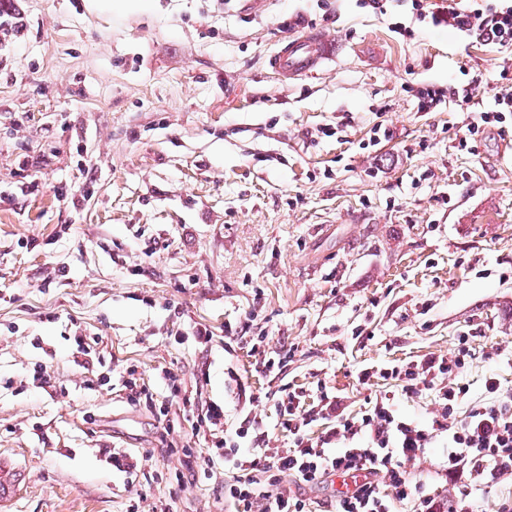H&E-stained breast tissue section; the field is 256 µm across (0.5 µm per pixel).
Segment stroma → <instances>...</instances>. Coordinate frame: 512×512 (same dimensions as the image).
<instances>
[{"instance_id": "stroma-1", "label": "stroma", "mask_w": 512, "mask_h": 512, "mask_svg": "<svg viewBox=\"0 0 512 512\" xmlns=\"http://www.w3.org/2000/svg\"><path fill=\"white\" fill-rule=\"evenodd\" d=\"M13 2L27 28L0 45V512H127L143 497L224 512L222 472L182 487L174 456L113 470L109 449L155 445L150 414L91 380L129 365L152 383L175 367L188 386L208 367L203 392L230 425L227 366L268 394L326 382L356 416L388 387L360 382L364 365L445 354L463 335L467 402L491 375L512 391V161L499 156L512 132L460 149L456 99L421 112L415 98L489 74L507 50L427 28L409 0L385 15L359 0ZM294 11L347 45L301 81L268 68ZM378 123L390 135L376 144ZM88 167L76 211L58 191L82 188ZM196 322L211 348L173 342ZM228 323L291 350L281 378L225 352ZM79 335L101 355L95 374L75 361Z\"/></svg>"}]
</instances>
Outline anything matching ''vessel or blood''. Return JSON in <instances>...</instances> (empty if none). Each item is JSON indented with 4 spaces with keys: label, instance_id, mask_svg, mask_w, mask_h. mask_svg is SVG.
I'll use <instances>...</instances> for the list:
<instances>
[{
    "label": "vessel or blood",
    "instance_id": "b4317fda",
    "mask_svg": "<svg viewBox=\"0 0 512 512\" xmlns=\"http://www.w3.org/2000/svg\"><path fill=\"white\" fill-rule=\"evenodd\" d=\"M340 45L316 29L286 36L271 57V66L285 78L302 79L335 59Z\"/></svg>",
    "mask_w": 512,
    "mask_h": 512
}]
</instances>
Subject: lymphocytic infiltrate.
I'll return each instance as SVG.
<instances>
[{"label": "lymphocytic infiltrate", "mask_w": 512, "mask_h": 512, "mask_svg": "<svg viewBox=\"0 0 512 512\" xmlns=\"http://www.w3.org/2000/svg\"><path fill=\"white\" fill-rule=\"evenodd\" d=\"M418 19L430 20L487 44L512 47V0H411ZM512 125V86L500 89L492 109L474 113L458 139L467 147L470 137L493 127L506 132ZM475 351L469 337L458 339L445 355L370 365L359 373L366 381L381 376L396 388L369 400L360 416L347 415L334 388L317 383L313 391L288 384L280 388L277 420L265 429L261 418L245 416L232 426L224 424V408L203 395L202 386L186 387L173 369H162L158 385L135 375L120 377L126 403L151 413L156 422L155 451L134 455L111 454L117 471H142L154 456L179 455L174 473L177 484L197 480L199 473L224 468L226 512H480V497L491 501L490 512H512V491L496 492V485L512 482V400L501 394L496 376L484 389L488 402L465 406L470 390L464 374ZM448 384L435 388L434 381ZM166 396H159V389ZM434 390L435 409L429 423L399 415L397 394L421 395ZM178 418H171V410ZM190 424L197 447H184L176 419ZM326 422L320 435L313 423ZM287 434L288 448L273 446L274 432ZM444 440V485L417 480L412 468L427 458L437 440ZM354 477V487L326 501L312 499L333 476Z\"/></svg>", "instance_id": "1"}]
</instances>
